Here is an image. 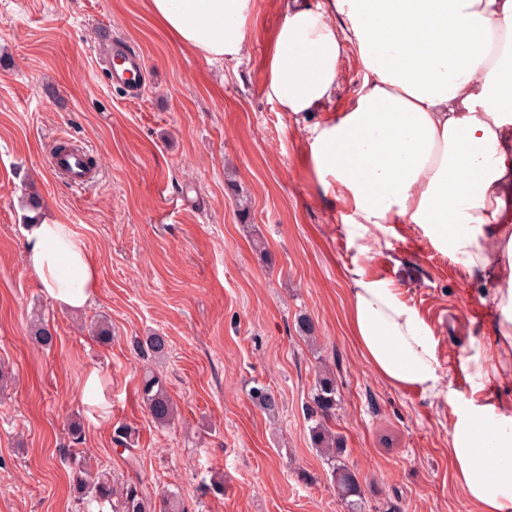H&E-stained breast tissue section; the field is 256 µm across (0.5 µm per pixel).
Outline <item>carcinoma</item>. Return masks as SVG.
<instances>
[{
    "label": "carcinoma",
    "mask_w": 512,
    "mask_h": 512,
    "mask_svg": "<svg viewBox=\"0 0 512 512\" xmlns=\"http://www.w3.org/2000/svg\"><path fill=\"white\" fill-rule=\"evenodd\" d=\"M31 338L44 347L51 346L54 341L49 326L42 322L34 324ZM167 347L166 337L159 333L151 334L145 344L139 345L140 351L155 358L164 356ZM250 395L265 414L274 416L279 413V400L270 388L256 385L251 388ZM139 396L156 423L166 425L174 419L175 406L163 381L149 370L141 378ZM339 409L336 375L324 368L316 374L310 394V440L326 458L332 481L347 512H363L364 502L358 476L342 461L345 440L333 430ZM69 464L82 505L95 502L101 508L109 506L110 512H183L180 498L174 491L168 492L157 503L153 500V491L140 480L127 481L117 486L108 472L91 477L85 458L78 452L70 455Z\"/></svg>",
    "instance_id": "obj_1"
}]
</instances>
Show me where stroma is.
<instances>
[{"instance_id":"obj_1","label":"stroma","mask_w":512,"mask_h":512,"mask_svg":"<svg viewBox=\"0 0 512 512\" xmlns=\"http://www.w3.org/2000/svg\"><path fill=\"white\" fill-rule=\"evenodd\" d=\"M286 5L254 0L243 58L210 62L173 41L146 0H0V368L14 376L0 392V512H82L76 448L117 481L178 492L185 512H345L309 439L321 365L336 374V430L365 512H477L455 482L450 431L471 399L512 413V366L479 392L470 379L492 337L491 287L414 225L347 224L343 200L315 191L302 124L265 92ZM114 38L144 56L137 97L99 69ZM60 141L89 148L93 185L74 190L50 170ZM41 221L72 225L97 259L82 311L58 307L24 264V234ZM357 264L427 324L436 389L396 388L363 358L346 318ZM302 316L315 341L301 336ZM38 317L51 348L30 337ZM103 319L107 344L93 336ZM156 332L167 353L144 360L134 343ZM147 367L177 405L169 426L139 397ZM93 371L100 407L81 398ZM259 383L277 395L278 418L251 400ZM120 427L132 451L117 445Z\"/></svg>"}]
</instances>
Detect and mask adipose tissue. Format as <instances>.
<instances>
[{
    "label": "adipose tissue",
    "mask_w": 512,
    "mask_h": 512,
    "mask_svg": "<svg viewBox=\"0 0 512 512\" xmlns=\"http://www.w3.org/2000/svg\"><path fill=\"white\" fill-rule=\"evenodd\" d=\"M152 17L206 60L242 57L253 0H148ZM363 70L353 106L336 97L344 46ZM266 92L307 128L322 192L352 223L412 224L469 273L490 278L498 356L512 355V0H319L288 6L266 57ZM24 262L65 310L84 308L98 264L68 224H35ZM348 321L390 384L428 391L436 344L393 289L351 272ZM456 481L478 512H512V413L468 401L450 432Z\"/></svg>",
    "instance_id": "1"
}]
</instances>
